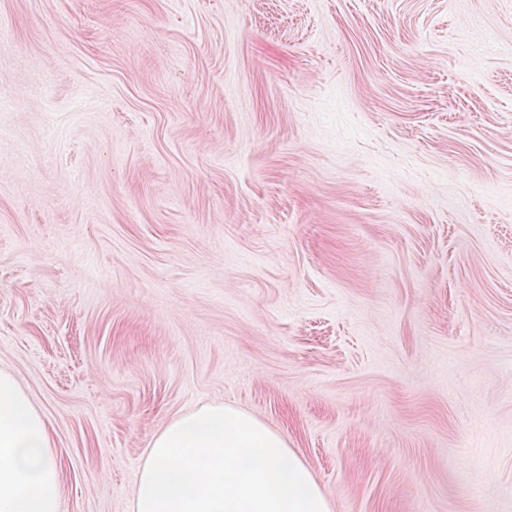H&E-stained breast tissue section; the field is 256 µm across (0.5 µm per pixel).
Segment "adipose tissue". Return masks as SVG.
Here are the masks:
<instances>
[{
    "label": "adipose tissue",
    "mask_w": 512,
    "mask_h": 512,
    "mask_svg": "<svg viewBox=\"0 0 512 512\" xmlns=\"http://www.w3.org/2000/svg\"><path fill=\"white\" fill-rule=\"evenodd\" d=\"M60 487L47 420L0 369V512H60Z\"/></svg>",
    "instance_id": "ef3b65f1"
}]
</instances>
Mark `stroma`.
Wrapping results in <instances>:
<instances>
[{"label": "stroma", "mask_w": 512, "mask_h": 512, "mask_svg": "<svg viewBox=\"0 0 512 512\" xmlns=\"http://www.w3.org/2000/svg\"><path fill=\"white\" fill-rule=\"evenodd\" d=\"M0 368L61 512L205 402L333 512H512V0H0Z\"/></svg>", "instance_id": "1"}]
</instances>
